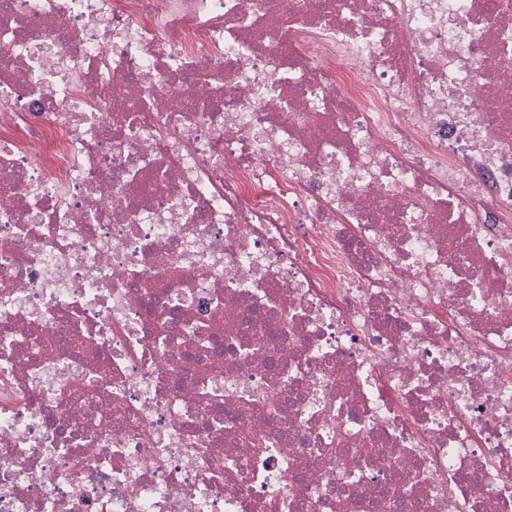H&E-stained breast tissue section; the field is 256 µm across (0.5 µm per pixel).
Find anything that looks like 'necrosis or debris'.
<instances>
[{
    "label": "necrosis or debris",
    "instance_id": "4bbe7bcc",
    "mask_svg": "<svg viewBox=\"0 0 512 512\" xmlns=\"http://www.w3.org/2000/svg\"><path fill=\"white\" fill-rule=\"evenodd\" d=\"M512 0H0V512H512Z\"/></svg>",
    "mask_w": 512,
    "mask_h": 512
}]
</instances>
